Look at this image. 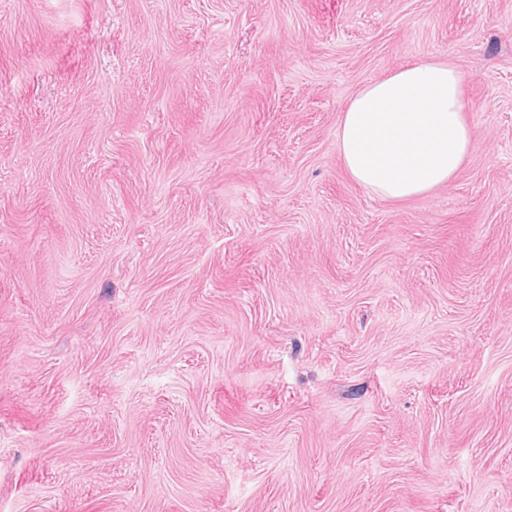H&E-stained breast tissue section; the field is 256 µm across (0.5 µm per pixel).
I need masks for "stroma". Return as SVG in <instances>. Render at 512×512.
Returning a JSON list of instances; mask_svg holds the SVG:
<instances>
[{"mask_svg":"<svg viewBox=\"0 0 512 512\" xmlns=\"http://www.w3.org/2000/svg\"><path fill=\"white\" fill-rule=\"evenodd\" d=\"M432 59L475 150L380 199ZM0 512H512V0H0ZM462 94L461 75L446 60L415 61L363 86L337 130L350 178L383 200L450 184L475 145Z\"/></svg>","mask_w":512,"mask_h":512,"instance_id":"stroma-1","label":"stroma"}]
</instances>
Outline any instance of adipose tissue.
Listing matches in <instances>:
<instances>
[{
	"instance_id": "1",
	"label": "adipose tissue",
	"mask_w": 512,
	"mask_h": 512,
	"mask_svg": "<svg viewBox=\"0 0 512 512\" xmlns=\"http://www.w3.org/2000/svg\"><path fill=\"white\" fill-rule=\"evenodd\" d=\"M337 145L350 178L381 199L450 184L475 145L459 71L446 60L416 61L366 84L340 116Z\"/></svg>"
}]
</instances>
